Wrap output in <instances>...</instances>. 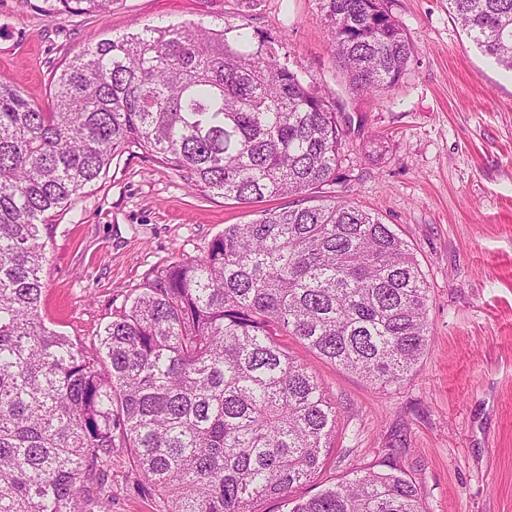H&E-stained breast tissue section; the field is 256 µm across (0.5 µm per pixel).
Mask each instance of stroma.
<instances>
[{
    "mask_svg": "<svg viewBox=\"0 0 512 512\" xmlns=\"http://www.w3.org/2000/svg\"><path fill=\"white\" fill-rule=\"evenodd\" d=\"M43 0H0V81L48 106L50 75L89 38L185 21L247 22L280 42L306 80L335 91L353 131L336 196L390 224L430 285V346L388 391L280 342L336 405V440L320 474L397 465L427 512H512V72L484 55L448 0H394L415 48L388 94H358L336 62L316 0H118L105 13L46 16ZM190 188L130 148L87 185L44 236L41 313L91 345L153 269L203 256L225 225L255 218ZM112 512H165L136 492L125 455L104 463Z\"/></svg>",
    "mask_w": 512,
    "mask_h": 512,
    "instance_id": "stroma-1",
    "label": "stroma"
}]
</instances>
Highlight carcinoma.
<instances>
[{
    "instance_id": "cac0c4a2",
    "label": "carcinoma",
    "mask_w": 512,
    "mask_h": 512,
    "mask_svg": "<svg viewBox=\"0 0 512 512\" xmlns=\"http://www.w3.org/2000/svg\"><path fill=\"white\" fill-rule=\"evenodd\" d=\"M52 16L116 0H44ZM349 84L386 93L414 47L389 0H316ZM512 71V0H448ZM247 24L148 26L88 42L52 104L0 82V512H112L100 463L124 453L166 512H426L398 468L355 470L303 498L336 407L278 341L388 390L430 344L429 288L405 240L331 196L351 121ZM135 147L237 204L295 197L224 226L199 259L148 278L86 348L46 325L42 233Z\"/></svg>"
}]
</instances>
